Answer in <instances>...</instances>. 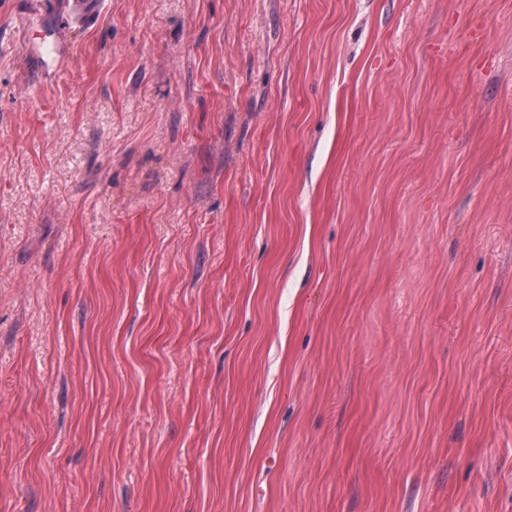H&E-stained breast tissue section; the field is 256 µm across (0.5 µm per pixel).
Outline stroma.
<instances>
[{
  "instance_id": "35a3bbf8",
  "label": "stroma",
  "mask_w": 512,
  "mask_h": 512,
  "mask_svg": "<svg viewBox=\"0 0 512 512\" xmlns=\"http://www.w3.org/2000/svg\"><path fill=\"white\" fill-rule=\"evenodd\" d=\"M0 512H512V0H0Z\"/></svg>"
}]
</instances>
